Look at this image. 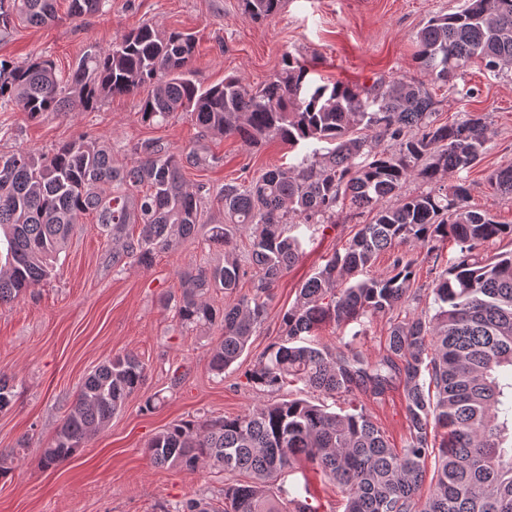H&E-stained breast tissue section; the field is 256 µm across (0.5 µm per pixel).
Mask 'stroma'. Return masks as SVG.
<instances>
[{
  "label": "stroma",
  "mask_w": 512,
  "mask_h": 512,
  "mask_svg": "<svg viewBox=\"0 0 512 512\" xmlns=\"http://www.w3.org/2000/svg\"><path fill=\"white\" fill-rule=\"evenodd\" d=\"M464 0H285L271 19H246L239 0H112L103 14L79 19L66 16L53 23L20 25L0 31V61H24L29 54L52 60L69 73L88 45L111 48L123 35L150 23L163 31L193 34L196 51L191 69L198 86L208 87L228 76L257 85L282 65L284 55L304 61L316 83L369 85L375 79L424 81L414 61V38L428 20L459 11ZM458 92L429 84L439 122L466 115L488 114L493 133L480 163L451 176V183L469 188V205L486 211L502 224H512V196L493 191L486 182L494 169L512 165V66L489 70L473 63L458 78ZM472 97H463V90ZM139 95L101 99L87 112H47L38 119L0 108V153L32 150L49 153L86 136L112 147L115 164L138 160L137 146L156 140L171 152L197 151L202 164H185L189 187L206 184L208 199L203 225L194 240L175 251L156 253L150 264L112 263L115 246L101 225H79L59 255L50 279L17 301L0 303V375L7 376L15 397L0 411V453H11L0 475V512H173L191 498L224 506L229 477L207 469L190 472L155 466L147 452L150 439L179 420L205 421L235 416L252 407L301 397L347 409L332 399L289 385L262 391L245 373L281 331V318L295 301L302 284L335 252L343 250L371 213L340 209L329 228L299 227L302 254L271 291L264 324L252 336L243 355L223 374L209 367L210 349L219 327H182L168 297L180 293V277L188 269L222 263L224 253L209 239L208 227L224 221L220 193L225 184L284 164H293L313 150L292 149L279 141L256 147L233 136L216 137L178 114L162 124L143 123ZM416 299L392 313L367 322L364 334L323 325L316 333L322 346L332 348L354 338L368 358L384 354L393 323L420 313ZM134 352L146 367L143 385L123 411L93 436L76 455L46 469L42 453L63 415L74 401L85 375L107 358ZM154 400L146 409V400ZM358 404L384 432L392 447L403 448L408 436L405 396L396 385L379 397L359 395ZM282 498H308L319 512H344L345 497L312 465L283 473L273 486Z\"/></svg>",
  "instance_id": "stroma-1"
}]
</instances>
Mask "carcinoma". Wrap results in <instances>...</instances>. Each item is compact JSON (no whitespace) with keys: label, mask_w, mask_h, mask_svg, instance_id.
I'll use <instances>...</instances> for the list:
<instances>
[{"label":"carcinoma","mask_w":512,"mask_h":512,"mask_svg":"<svg viewBox=\"0 0 512 512\" xmlns=\"http://www.w3.org/2000/svg\"><path fill=\"white\" fill-rule=\"evenodd\" d=\"M108 2L69 0L68 15H92ZM241 6L246 18L267 20L283 0H241ZM57 18L56 0H0V29ZM416 43L418 66L431 81L452 88L476 61L489 70L511 65L512 0H464L460 11L431 18ZM194 52L191 35L143 24L110 49L90 46L66 79L40 55L20 64L0 61V105L35 119L140 93L144 123L188 112L203 132L235 135L250 147L270 139L291 147L324 144L295 165L224 184V223L209 229L210 240L224 246V264L181 275L176 314L185 326L224 330L210 354V369L224 373L264 322L271 289L299 260L301 244L291 228L336 223L346 200L356 211L375 212L344 252L334 253L302 285L282 316V334L247 379L271 391L297 382L345 400L382 395L399 381L408 436L397 451L363 408L336 413L297 397L233 417L177 421L149 441L154 464L218 468L229 476L247 472L252 481L224 485L220 511L189 499L175 512H312L271 491L301 461L341 487L344 512H512V252L481 254L512 237V225L466 205L464 184H441L481 161L490 122L469 114L439 124L425 86L401 79L369 87L311 84L306 65L288 55L256 88L236 76L201 88L190 78ZM386 141L394 151L380 149ZM137 151L139 162L115 165L112 149L79 137L47 155L0 154V303L20 299L45 280L89 216L122 243L123 252L112 256L116 264L125 258L146 264L155 252L177 250L193 238L207 186L189 189L182 158L160 144L144 141ZM411 177L430 190L386 204ZM488 183L512 195V165L493 170ZM130 224L140 225L135 238L127 232ZM230 224L252 230L247 267L229 249ZM450 238L459 255L433 281L434 314L392 324L386 355L372 361L357 350L359 330L332 349L313 343L326 323L362 326L405 301L416 261L402 245L420 243L437 261ZM384 253L391 271L369 274ZM248 276L252 294L222 310L209 302L211 290L231 293ZM144 377L145 366L133 353L115 355L89 373L44 448V466L69 460L120 413Z\"/></svg>","instance_id":"cac0c4a2"}]
</instances>
